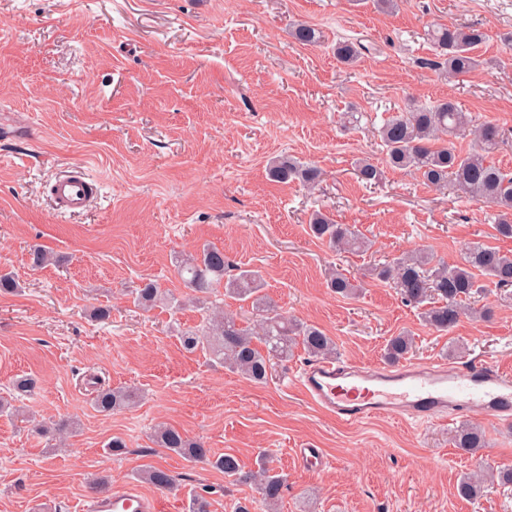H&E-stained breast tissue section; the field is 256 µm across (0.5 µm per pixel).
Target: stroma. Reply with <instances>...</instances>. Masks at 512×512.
Here are the masks:
<instances>
[{
	"label": "stroma",
	"mask_w": 512,
	"mask_h": 512,
	"mask_svg": "<svg viewBox=\"0 0 512 512\" xmlns=\"http://www.w3.org/2000/svg\"><path fill=\"white\" fill-rule=\"evenodd\" d=\"M301 22L323 42H296ZM450 23L487 34L473 73L448 76L427 39ZM351 38L370 51L350 67L333 49ZM449 96L512 133V0H401L393 13L373 0H0V271L20 285L0 293V392L34 376L40 390L23 409L75 422L48 440L0 415V512H81L99 476L153 497L159 512H186L204 488L211 512H232L238 499L266 512L255 485H229L223 472L158 448L161 423L244 469L267 459L287 479L278 512H512L510 488L488 485L474 501L456 493L477 464H512V422H484L476 457L454 448L453 421L343 425L296 388L303 349L254 384L179 339L201 329L204 312L176 261L212 244L233 266L260 270L267 295L332 336L339 359L382 363L389 337L405 330L415 339L409 361L512 372V288L477 298L491 319L465 317L442 334L371 274L419 248L451 265L476 243L512 254L493 207L410 172L385 168L371 187L355 175L358 158L383 165L377 131L394 111ZM282 154L317 167L319 186L270 180ZM76 162L96 177L98 200L60 218L48 180ZM315 211L371 249L329 248L309 230ZM36 245L58 264L33 268ZM332 267L362 279V292L327 288ZM150 280L174 303L138 308L135 292ZM99 307L108 319L93 318ZM102 383L139 399L100 413ZM115 436L123 455L107 452ZM307 447L322 450L319 465L300 464L295 451ZM147 464L176 476L175 488L140 479Z\"/></svg>",
	"instance_id": "1"
}]
</instances>
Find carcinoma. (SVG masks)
Here are the masks:
<instances>
[{"mask_svg":"<svg viewBox=\"0 0 512 512\" xmlns=\"http://www.w3.org/2000/svg\"><path fill=\"white\" fill-rule=\"evenodd\" d=\"M292 36L303 45L321 41L320 31L303 23L294 27ZM428 38L436 46L449 75H466L480 66L477 50L485 43V33L481 29L438 24L428 31ZM368 50L369 47L360 42L343 41L334 47L336 58L348 65L356 63ZM460 133L469 134L478 149L465 153L458 151L452 139ZM379 135L386 147V165L414 172L436 188L450 185L465 197L494 206L497 209L496 230L504 237H512V173L486 160V154L503 141L498 127L476 122L456 99L448 97L431 106L411 104L396 112L385 121ZM356 172L357 177L367 184L382 177L379 166L368 160L359 161ZM269 175L279 183L298 180L311 187L318 182L321 172L283 156L271 162ZM309 229L313 236L335 250H365L364 237L344 224L334 223L321 212L312 215ZM228 269L224 251L214 246H204L200 253L177 262V274L194 293V301L210 311L205 328L181 335L186 350L202 347L224 363L229 371L255 383L267 382L273 363L288 360L297 345L313 358L336 354V342L332 337L315 325L288 317L262 294L258 272L241 270L229 275ZM377 277L392 284L405 303L422 307L421 317L426 325L438 332H448L466 315L490 317V310H474L469 307L468 300L491 286H512V255L477 243L467 249L460 263L449 266L445 262H434L427 251L417 250L384 263L379 267ZM220 286L228 296L251 301L258 317L257 325H244L237 316L224 312L223 307L212 299L214 290ZM327 286L337 294L352 295L363 284L333 271ZM136 301L144 308H151L159 303H171L174 297L157 283L149 281L138 289ZM412 350L413 337L401 332L388 340L385 358L396 364ZM38 389L35 377L18 378L11 393L0 396V412L10 408L11 402L19 397L36 395ZM136 399L137 394L133 391L108 387L97 391L94 405L99 412L110 413L134 404ZM70 427L72 422L67 419L55 423L33 420L30 430L46 435L54 431L62 433ZM154 439L160 448L223 472L232 485L255 484L263 502L270 506L279 502L287 487L286 479L268 465H262L258 473L246 471L236 456L217 455L204 442L188 438L175 427H156ZM453 445L474 454L485 447L484 430L474 424L463 425L455 431ZM139 477L160 491H168L176 485L169 471L153 465L145 466ZM484 491L485 479L480 474H467L457 485L458 495L467 500L480 498Z\"/></svg>","mask_w":512,"mask_h":512,"instance_id":"cac0c4a2","label":"carcinoma"}]
</instances>
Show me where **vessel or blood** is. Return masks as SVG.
I'll return each instance as SVG.
<instances>
[{
    "label": "vessel or blood",
    "instance_id": "1",
    "mask_svg": "<svg viewBox=\"0 0 512 512\" xmlns=\"http://www.w3.org/2000/svg\"><path fill=\"white\" fill-rule=\"evenodd\" d=\"M48 191L55 211L68 215L86 211L97 197L96 184L79 164L55 175ZM295 383L308 403L347 425L379 416L424 422H446L459 414L512 419V374L481 363L385 367L325 359L306 365ZM84 512H158V503L124 488L88 499Z\"/></svg>",
    "mask_w": 512,
    "mask_h": 512
}]
</instances>
